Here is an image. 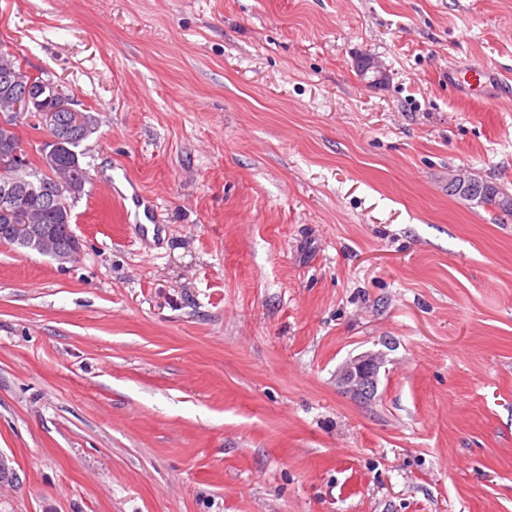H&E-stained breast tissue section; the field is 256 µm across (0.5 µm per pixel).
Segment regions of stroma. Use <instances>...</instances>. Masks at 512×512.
<instances>
[{"label": "stroma", "mask_w": 512, "mask_h": 512, "mask_svg": "<svg viewBox=\"0 0 512 512\" xmlns=\"http://www.w3.org/2000/svg\"><path fill=\"white\" fill-rule=\"evenodd\" d=\"M0 48L99 117L77 259L0 245V512H512V215L448 193L512 194V0H0ZM448 86L466 97L487 99L491 89L503 86V80L496 69L484 65H470L449 70ZM381 364V359L376 354L359 355L342 367L341 381L356 394H365L374 386ZM374 368H377L376 372Z\"/></svg>", "instance_id": "1"}]
</instances>
